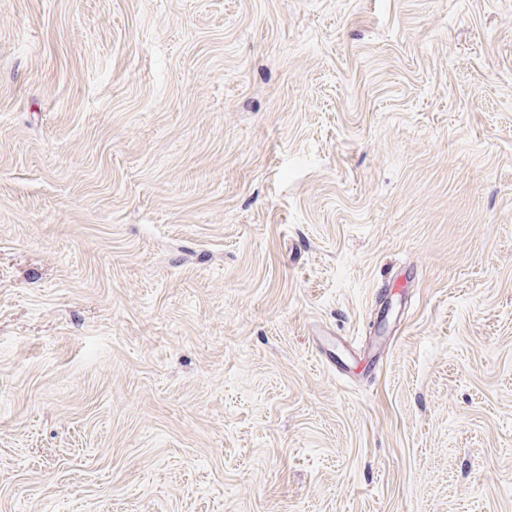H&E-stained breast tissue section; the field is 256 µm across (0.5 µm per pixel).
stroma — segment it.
Segmentation results:
<instances>
[{"label":"stroma","mask_w":512,"mask_h":512,"mask_svg":"<svg viewBox=\"0 0 512 512\" xmlns=\"http://www.w3.org/2000/svg\"><path fill=\"white\" fill-rule=\"evenodd\" d=\"M0 512H512V0H0Z\"/></svg>","instance_id":"obj_1"}]
</instances>
